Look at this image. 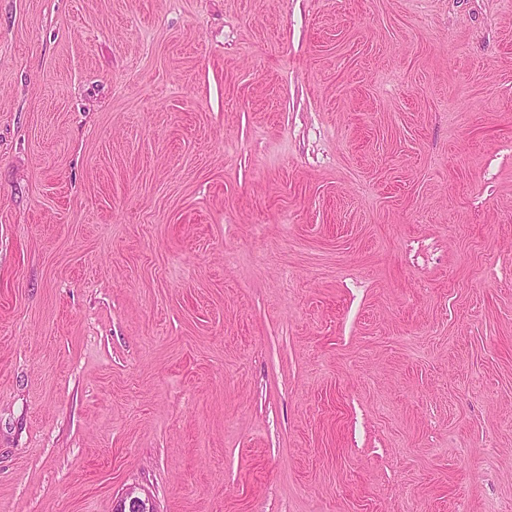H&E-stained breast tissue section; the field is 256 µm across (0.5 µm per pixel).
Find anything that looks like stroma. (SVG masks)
<instances>
[{
  "instance_id": "35a3bbf8",
  "label": "stroma",
  "mask_w": 512,
  "mask_h": 512,
  "mask_svg": "<svg viewBox=\"0 0 512 512\" xmlns=\"http://www.w3.org/2000/svg\"><path fill=\"white\" fill-rule=\"evenodd\" d=\"M512 512V0H0V512Z\"/></svg>"
}]
</instances>
